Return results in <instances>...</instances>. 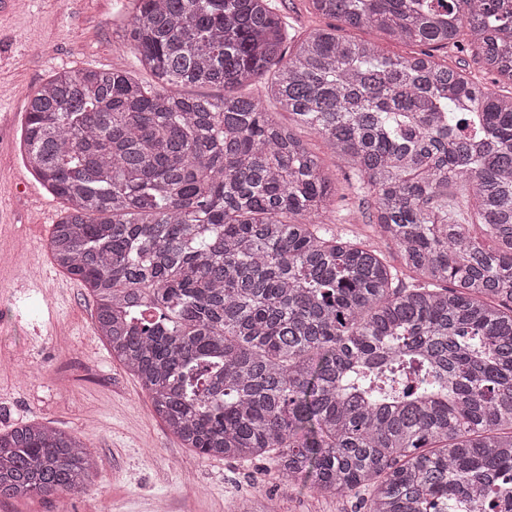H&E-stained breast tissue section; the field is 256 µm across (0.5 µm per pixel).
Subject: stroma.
<instances>
[{"label": "stroma", "instance_id": "stroma-1", "mask_svg": "<svg viewBox=\"0 0 512 512\" xmlns=\"http://www.w3.org/2000/svg\"><path fill=\"white\" fill-rule=\"evenodd\" d=\"M129 0H30L26 11L0 0V113L27 110L30 96L56 72L113 66L151 85L133 48L115 52ZM22 123L0 125V432L27 421L78 433L97 462L86 493L68 512H235L263 497L267 512H363L358 503L291 492L265 476V462L203 459L170 435L137 379L112 360L96 334L86 289L63 287L47 253L35 262L15 246L41 247L62 205L29 174L19 149ZM344 197L330 232L377 244L390 265L395 250L379 240L363 194L350 190L318 135L298 126Z\"/></svg>", "mask_w": 512, "mask_h": 512}]
</instances>
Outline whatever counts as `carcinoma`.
<instances>
[{
    "label": "carcinoma",
    "instance_id": "carcinoma-1",
    "mask_svg": "<svg viewBox=\"0 0 512 512\" xmlns=\"http://www.w3.org/2000/svg\"><path fill=\"white\" fill-rule=\"evenodd\" d=\"M308 2L408 45L463 51L465 35L512 83L506 0ZM120 38L155 85L54 74L29 99L24 158L63 203L47 254L154 415L203 459L367 490V512H512V95L334 27L288 47L273 0H135ZM274 66L268 95L348 164L414 283L324 231L321 158L230 92ZM87 448L50 421L0 432V499L86 493Z\"/></svg>",
    "mask_w": 512,
    "mask_h": 512
}]
</instances>
